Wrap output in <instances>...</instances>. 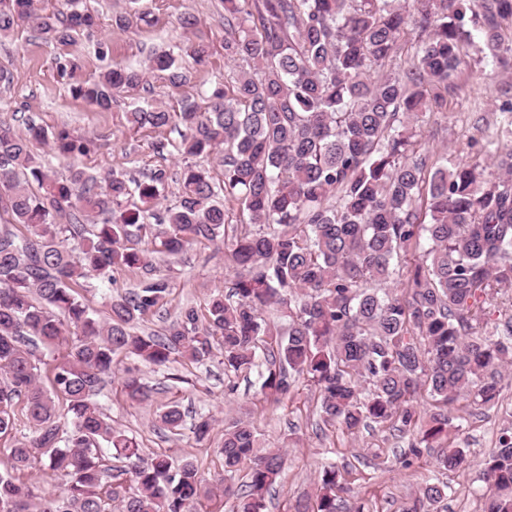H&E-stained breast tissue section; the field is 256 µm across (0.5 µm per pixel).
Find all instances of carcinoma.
<instances>
[{"label":"carcinoma","mask_w":512,"mask_h":512,"mask_svg":"<svg viewBox=\"0 0 512 512\" xmlns=\"http://www.w3.org/2000/svg\"><path fill=\"white\" fill-rule=\"evenodd\" d=\"M396 0H224V51L245 63L232 92L211 89L210 110L190 100L170 112L150 104L127 113L133 128L180 127L175 150L210 157L224 147L222 178L189 165L178 203L158 217L146 205L165 191L159 170L139 181L112 174L100 181L79 165L94 141L66 125L30 124L19 133L0 124V217L20 225L0 229V512H223L217 495L234 497L230 512H264L265 496L283 470L282 447L271 446L252 422L224 428V487L205 486L197 464L146 456L112 425L95 399L116 358L169 370L219 355L229 374L258 371L264 398L281 403L304 376L319 393L326 425L353 432L374 423L409 437L398 457L412 459L448 442L437 468L453 472L467 451L451 440L460 430L448 412L460 397L495 404L503 370L512 365V316L483 336L486 304L512 286V151L496 157L497 179L465 164L435 167L414 154L412 118L446 104L472 32L503 67L512 59L497 39L512 18V0H416L407 15ZM25 23L45 44L67 46L97 25L82 0H61L46 12L34 0H0V39ZM426 35L396 74L379 71L407 25ZM185 55L202 65L209 45L188 43ZM175 58L153 51L143 67L103 69L78 81L71 94L101 110L114 95L140 88L154 71L171 72ZM51 140L68 169L59 178L33 143ZM234 201L248 214L230 244L236 267L229 293L209 294L204 306L181 310L160 334L135 324L167 303L170 284L157 275L111 298L102 320L80 289L91 275L151 271L156 255L223 240ZM428 217L424 221L421 216ZM81 239L78 253L66 246ZM414 251L402 291L381 288L394 260ZM276 305L288 319L274 332L262 316ZM53 354L36 356L39 347ZM124 392L143 403L152 388L136 368L125 370ZM369 385L360 397L357 382ZM427 389L434 408L418 405ZM162 428L178 434L185 412L163 405ZM29 434L17 439L18 427ZM212 417L194 414L196 441L209 439ZM126 460L124 481L107 480L110 453ZM44 467L65 480L59 494H38L25 477ZM246 469L245 490L229 480ZM484 512H512V426L483 463ZM344 477L324 467L312 503L297 512H365L341 505ZM448 498V483L425 482L402 512H427Z\"/></svg>","instance_id":"cac0c4a2"}]
</instances>
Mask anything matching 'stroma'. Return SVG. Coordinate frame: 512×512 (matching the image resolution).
<instances>
[{
	"label": "stroma",
	"mask_w": 512,
	"mask_h": 512,
	"mask_svg": "<svg viewBox=\"0 0 512 512\" xmlns=\"http://www.w3.org/2000/svg\"><path fill=\"white\" fill-rule=\"evenodd\" d=\"M83 4L98 15L99 25L73 45L48 47L25 25L0 41V69L11 76L9 84L0 85V121L19 132L32 120L48 129L65 124L92 136L95 148L82 164L101 179L116 171L144 180L155 170H165V203L155 208L156 213H163L165 205L178 199L185 165L174 148L177 131L170 127L131 129L127 122L130 94L117 95L111 110L101 111L72 97L71 81L97 75L108 65L144 62L152 48L180 54L193 35L209 43L208 64L192 65L180 54L185 82L176 86L167 75L152 74L146 91L138 97L171 110L183 99H201L212 85L229 81L237 69L224 56V0H141L139 8L148 13V22L125 31L116 29L114 19L128 11V0H83ZM187 16L198 21L190 32L181 26ZM483 44V33H473L471 44L464 47L465 62L447 106L419 116L414 141L416 150L429 155L431 161L446 156L491 175L495 172L493 153L512 150V136L506 132L508 117L501 111L502 104L512 100V70L487 62L480 51ZM157 266L168 278L172 293L160 314L141 322L139 329L144 333L161 331L180 307L203 302L214 290L225 289L234 277L228 249L221 242L193 245L180 256L158 260ZM143 278L140 271L114 272L109 283L92 276L86 281L85 297L103 318L111 296L139 288ZM182 372L189 381L176 385L165 371L142 368L153 393L151 400L141 404L126 400L122 379L116 374L107 379L97 400L113 426L135 438L145 453L196 461L210 487L220 485L224 477L218 445L225 419H250L269 442L287 446L281 478L266 496V512H295L313 493L318 472L328 463L346 470L343 501H362L368 512H400L404 502L437 475L450 486L447 512H482V461L497 448L503 429L512 425V375L504 379L493 408L475 407L468 399H459L456 406L463 422L457 442L466 448L470 464L442 475L429 453L409 468L396 465L395 457L406 449L407 441L390 430L363 426L351 434L323 425L317 394L307 381H299L288 399L276 405L263 399L257 374L227 377L218 359L183 366ZM171 400L214 416L210 440L199 443L190 430L174 436L160 427V407Z\"/></svg>",
	"instance_id": "stroma-1"
}]
</instances>
